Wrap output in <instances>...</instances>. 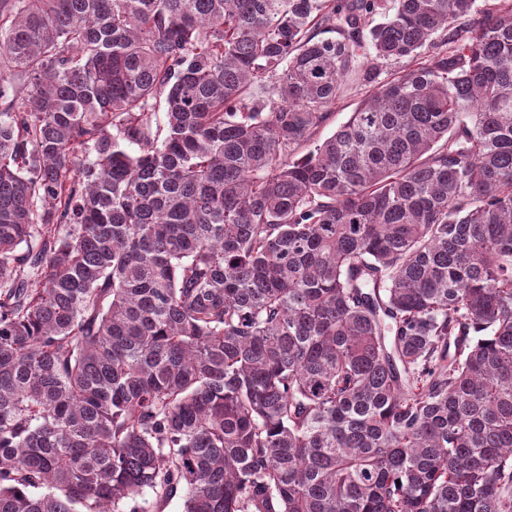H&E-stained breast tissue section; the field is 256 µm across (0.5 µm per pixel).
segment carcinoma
Masks as SVG:
<instances>
[{"instance_id": "carcinoma-1", "label": "carcinoma", "mask_w": 512, "mask_h": 512, "mask_svg": "<svg viewBox=\"0 0 512 512\" xmlns=\"http://www.w3.org/2000/svg\"><path fill=\"white\" fill-rule=\"evenodd\" d=\"M476 15L0 0V512H512V0ZM360 96V94L356 95V93L348 94L336 101V104L330 109V112L334 113L332 119L324 129V135L332 134L340 125L349 119L351 112H353V109L360 100Z\"/></svg>"}]
</instances>
